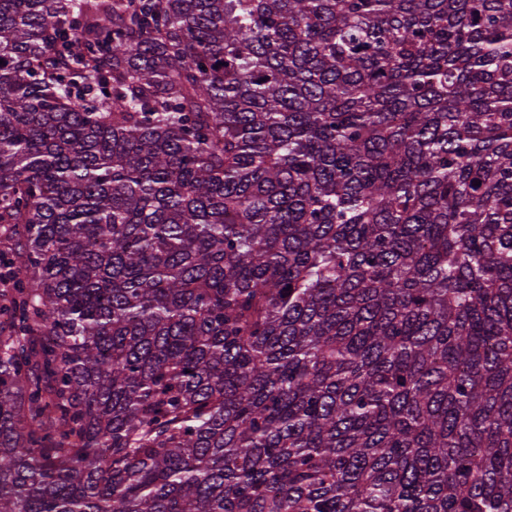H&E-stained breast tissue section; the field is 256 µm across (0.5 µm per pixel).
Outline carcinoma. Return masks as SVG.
<instances>
[{
	"instance_id": "carcinoma-1",
	"label": "carcinoma",
	"mask_w": 512,
	"mask_h": 512,
	"mask_svg": "<svg viewBox=\"0 0 512 512\" xmlns=\"http://www.w3.org/2000/svg\"><path fill=\"white\" fill-rule=\"evenodd\" d=\"M0 512H512V0H0Z\"/></svg>"
}]
</instances>
